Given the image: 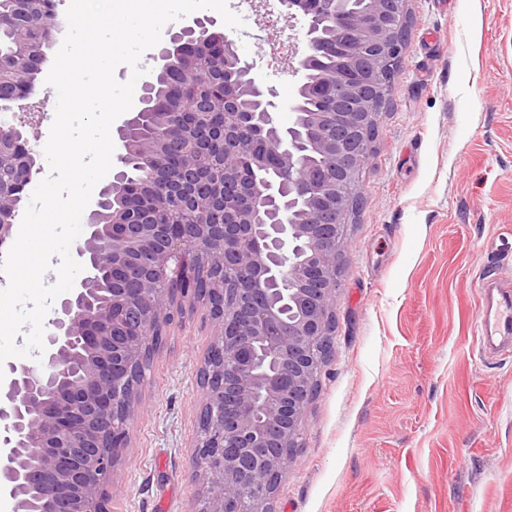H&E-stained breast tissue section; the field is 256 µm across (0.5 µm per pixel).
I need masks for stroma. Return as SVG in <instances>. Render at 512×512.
Here are the masks:
<instances>
[{"label":"stroma","instance_id":"obj_1","mask_svg":"<svg viewBox=\"0 0 512 512\" xmlns=\"http://www.w3.org/2000/svg\"><path fill=\"white\" fill-rule=\"evenodd\" d=\"M234 41L292 126L301 79L266 19ZM403 60L339 252L333 348L272 512H512V351L476 342L483 281L512 280V0H407ZM175 314L107 486L108 512H200L194 440L213 343Z\"/></svg>","mask_w":512,"mask_h":512}]
</instances>
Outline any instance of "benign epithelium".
Segmentation results:
<instances>
[{
  "label": "benign epithelium",
  "mask_w": 512,
  "mask_h": 512,
  "mask_svg": "<svg viewBox=\"0 0 512 512\" xmlns=\"http://www.w3.org/2000/svg\"><path fill=\"white\" fill-rule=\"evenodd\" d=\"M308 17L307 52L318 41L314 16L301 0H282ZM406 0H368L357 18L349 71L336 76V116L329 134L312 149L325 160L319 171H302L291 154L298 132L276 119V92L258 84L252 65L237 57L248 79L243 92L256 96L258 112H238L236 97L224 98V155L236 169L224 180V223L203 215L186 223L128 224L115 219L109 196L113 180L102 186L86 210L75 258L83 276L59 301L45 336L42 367L7 365L0 388V490L13 500V512H107L106 486L126 447L129 422L138 407L142 380L133 375L155 330H166L174 311L196 301L185 284L199 273L218 275L209 314L213 345L219 348L205 367L195 468L209 483L201 512H270L282 477L295 462L302 423L334 329L338 247L353 197L354 175L371 151L369 141L379 106L376 68L402 63L401 31L408 24ZM196 19L171 33L169 45L154 57L165 70L177 51L199 34ZM33 38L17 34L13 56L32 58ZM28 88L26 98L44 92L29 88L17 71L0 69V83ZM8 135H0V247L10 238L22 201L14 193V171L22 163L16 142L35 133L33 112ZM138 113L117 127L122 146L155 166L168 152L182 154L186 166L178 182L191 186L199 143L181 135L158 143L131 139ZM255 131L277 149L279 177L262 183L245 178L241 166L243 132ZM298 188L299 222L283 200L286 185ZM117 272L123 285L98 294L101 274ZM295 287L284 288L282 284Z\"/></svg>",
  "instance_id": "1"
}]
</instances>
